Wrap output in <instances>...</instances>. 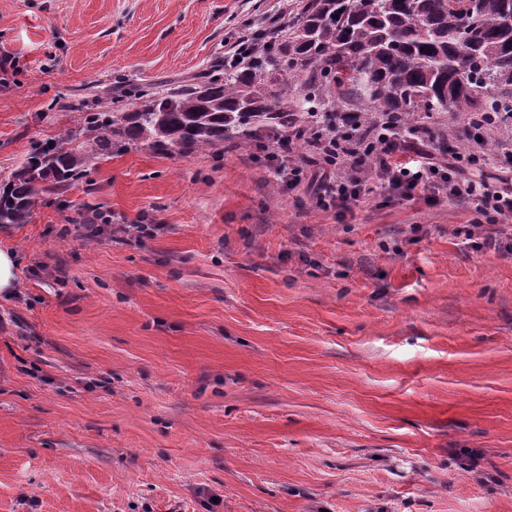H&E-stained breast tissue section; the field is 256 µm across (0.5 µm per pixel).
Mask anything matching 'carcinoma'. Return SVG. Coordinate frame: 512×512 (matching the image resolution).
<instances>
[{
  "label": "carcinoma",
  "mask_w": 512,
  "mask_h": 512,
  "mask_svg": "<svg viewBox=\"0 0 512 512\" xmlns=\"http://www.w3.org/2000/svg\"><path fill=\"white\" fill-rule=\"evenodd\" d=\"M486 92L470 117L512 126V0H305L278 48L246 69L213 65L200 82L131 85L128 108L84 113L81 143L34 149L0 192V225L27 224L43 195L62 192L112 149L224 151L274 134L283 151L309 147L353 112L368 134L387 114L446 141L434 124Z\"/></svg>",
  "instance_id": "1"
}]
</instances>
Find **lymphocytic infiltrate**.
Returning a JSON list of instances; mask_svg holds the SVG:
<instances>
[{
	"label": "lymphocytic infiltrate",
	"mask_w": 512,
	"mask_h": 512,
	"mask_svg": "<svg viewBox=\"0 0 512 512\" xmlns=\"http://www.w3.org/2000/svg\"><path fill=\"white\" fill-rule=\"evenodd\" d=\"M415 134H386L373 166L357 163L340 137L318 138L311 153L281 157L270 153L268 169L277 183L293 189L307 172L319 179L315 192L319 207L350 210L353 203L371 202L386 190L409 202L436 207L450 200L472 204L475 213L496 220H512V187H500L462 170L465 157L440 158L417 149Z\"/></svg>",
	"instance_id": "1"
}]
</instances>
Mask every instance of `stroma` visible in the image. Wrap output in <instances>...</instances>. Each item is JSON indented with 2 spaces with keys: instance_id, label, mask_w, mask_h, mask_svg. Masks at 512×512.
I'll use <instances>...</instances> for the list:
<instances>
[{
  "instance_id": "stroma-1",
  "label": "stroma",
  "mask_w": 512,
  "mask_h": 512,
  "mask_svg": "<svg viewBox=\"0 0 512 512\" xmlns=\"http://www.w3.org/2000/svg\"><path fill=\"white\" fill-rule=\"evenodd\" d=\"M277 14L0 0V186L69 102L200 74ZM473 215L325 210L253 147L90 165L0 226V512H512V256ZM18 271V255L0 248V294L11 295V290L16 286Z\"/></svg>"
}]
</instances>
